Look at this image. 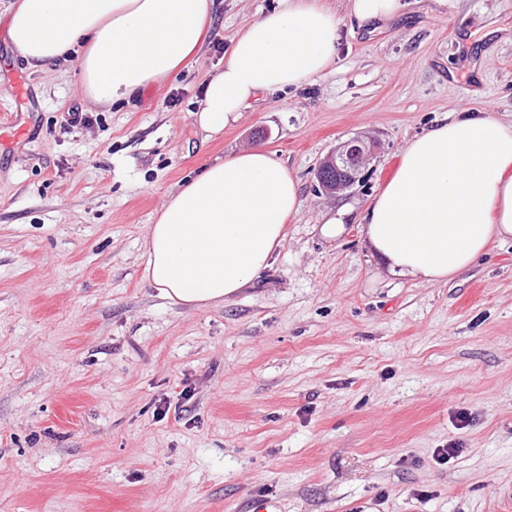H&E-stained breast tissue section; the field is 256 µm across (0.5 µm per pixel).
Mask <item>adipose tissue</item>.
<instances>
[{"instance_id":"1","label":"adipose tissue","mask_w":512,"mask_h":512,"mask_svg":"<svg viewBox=\"0 0 512 512\" xmlns=\"http://www.w3.org/2000/svg\"><path fill=\"white\" fill-rule=\"evenodd\" d=\"M212 0H15L8 35L43 70L82 47L90 101L130 100L202 49ZM342 19L322 0H281L233 39L195 121L216 134L249 101L324 74ZM299 210V183L261 147L206 165L150 226L145 277L176 305H219L271 266ZM365 244L394 277L445 282L512 239V121L467 112L408 141L364 211Z\"/></svg>"}]
</instances>
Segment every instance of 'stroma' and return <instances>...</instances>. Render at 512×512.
I'll return each instance as SVG.
<instances>
[{"label":"stroma","instance_id":"obj_1","mask_svg":"<svg viewBox=\"0 0 512 512\" xmlns=\"http://www.w3.org/2000/svg\"><path fill=\"white\" fill-rule=\"evenodd\" d=\"M12 2L0 118L32 134L0 141V512H512V242L426 284L388 275L360 224L410 138L462 112L512 120V0L343 19L332 71L217 134L195 122L206 81L278 0H214L188 69L115 104L90 102L77 57L30 70ZM71 109L91 123L63 128ZM355 136L376 154L321 193L316 168ZM258 144L300 189L270 268L223 304H170L144 279L150 225Z\"/></svg>","mask_w":512,"mask_h":512}]
</instances>
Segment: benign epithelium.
<instances>
[{
  "instance_id": "obj_1",
  "label": "benign epithelium",
  "mask_w": 512,
  "mask_h": 512,
  "mask_svg": "<svg viewBox=\"0 0 512 512\" xmlns=\"http://www.w3.org/2000/svg\"><path fill=\"white\" fill-rule=\"evenodd\" d=\"M376 149L374 142L358 137L339 144L316 170L318 187L328 195L350 188L360 178Z\"/></svg>"
}]
</instances>
